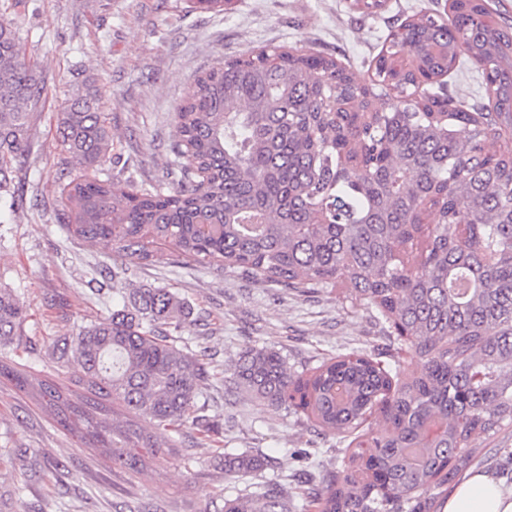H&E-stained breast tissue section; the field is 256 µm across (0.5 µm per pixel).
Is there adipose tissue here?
Returning a JSON list of instances; mask_svg holds the SVG:
<instances>
[{
  "label": "adipose tissue",
  "mask_w": 512,
  "mask_h": 512,
  "mask_svg": "<svg viewBox=\"0 0 512 512\" xmlns=\"http://www.w3.org/2000/svg\"><path fill=\"white\" fill-rule=\"evenodd\" d=\"M441 512H512V488H505L484 470H467L444 500Z\"/></svg>",
  "instance_id": "adipose-tissue-1"
}]
</instances>
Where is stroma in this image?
Listing matches in <instances>:
<instances>
[{
	"label": "stroma",
	"mask_w": 512,
	"mask_h": 512,
	"mask_svg": "<svg viewBox=\"0 0 512 512\" xmlns=\"http://www.w3.org/2000/svg\"><path fill=\"white\" fill-rule=\"evenodd\" d=\"M446 0H386L362 17L353 0H231L223 12L188 0H30L7 10L26 58L37 63L44 94L32 112L31 149L14 184L23 205L0 223V284L13 288L27 318L10 357L21 369L68 385L79 365L58 366L48 345L111 316L130 286L165 287L191 309L176 334L199 355L208 385L196 422L169 433L170 447L151 476L121 467L56 424L36 396L0 378V512H224V500L270 481L308 512L302 472L327 478L348 439L317 434L306 418L244 398L234 364L248 346L317 366L358 351L371 354L385 330L344 293H300L185 262L170 244L146 265L104 252L59 222L67 181L55 139L57 114L90 86L112 130V159L99 169L134 186L166 173L178 139L174 111L202 70L269 45L332 54L359 79L390 33V22ZM465 468H481L512 486V427L477 439ZM243 452L266 457L259 475L226 479L218 459Z\"/></svg>",
	"instance_id": "35a3bbf8"
}]
</instances>
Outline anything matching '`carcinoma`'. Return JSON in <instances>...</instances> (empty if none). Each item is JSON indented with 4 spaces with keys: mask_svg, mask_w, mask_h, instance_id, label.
I'll use <instances>...</instances> for the list:
<instances>
[{
    "mask_svg": "<svg viewBox=\"0 0 512 512\" xmlns=\"http://www.w3.org/2000/svg\"><path fill=\"white\" fill-rule=\"evenodd\" d=\"M397 31L366 83L331 56L281 47L201 72L175 112L178 161L140 192L92 174L112 151L94 96H75L57 117L62 151L80 170L62 188L59 215L74 237L139 263L164 242L260 283L346 286L386 326L375 357L299 369L249 347L234 365L248 398L305 416L320 435L352 434L376 412L387 422L388 434L309 484L316 512H437L455 461L475 453L473 437L512 425V149L501 144L512 136V24L493 19L486 0H448V14L422 11ZM407 49L418 63L400 72ZM467 63L488 103L424 92ZM387 89L405 111L371 109ZM42 93L18 31L1 19L0 204L11 211ZM24 312L0 288V351L20 335ZM188 315L167 288H133L111 317L54 341L56 363L82 368L81 394L1 354L0 375L85 445L144 474L165 444L138 421L177 430L205 385L200 358L170 339ZM405 347L421 370L403 381L388 359ZM264 465L226 456L224 475ZM224 512H290L288 492L272 483L224 500Z\"/></svg>",
    "mask_w": 512,
    "mask_h": 512,
    "instance_id": "carcinoma-1",
    "label": "carcinoma"
}]
</instances>
